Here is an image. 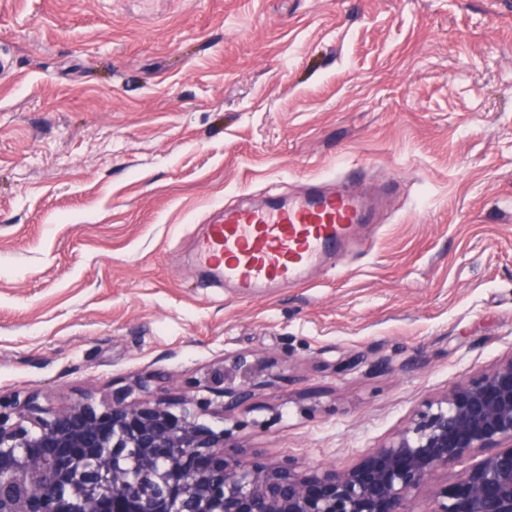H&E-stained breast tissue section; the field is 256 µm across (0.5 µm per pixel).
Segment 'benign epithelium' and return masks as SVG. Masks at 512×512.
<instances>
[{
  "mask_svg": "<svg viewBox=\"0 0 512 512\" xmlns=\"http://www.w3.org/2000/svg\"><path fill=\"white\" fill-rule=\"evenodd\" d=\"M276 365L226 356L188 384L207 395L176 401L143 398L139 376L58 410L0 394V512H412L414 490L476 449L487 454L430 512H512V357L428 403L354 467L313 474L228 452L236 410Z\"/></svg>",
  "mask_w": 512,
  "mask_h": 512,
  "instance_id": "1",
  "label": "benign epithelium"
}]
</instances>
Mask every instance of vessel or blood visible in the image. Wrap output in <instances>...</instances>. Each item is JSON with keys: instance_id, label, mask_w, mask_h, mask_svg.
Returning a JSON list of instances; mask_svg holds the SVG:
<instances>
[{"instance_id": "obj_1", "label": "vessel or blood", "mask_w": 512, "mask_h": 512, "mask_svg": "<svg viewBox=\"0 0 512 512\" xmlns=\"http://www.w3.org/2000/svg\"><path fill=\"white\" fill-rule=\"evenodd\" d=\"M375 210L350 177L316 180L299 196L224 208L198 242L197 255L239 297L254 298L268 288L301 284L312 269L335 261L358 229L373 222Z\"/></svg>"}]
</instances>
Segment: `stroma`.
<instances>
[{
    "mask_svg": "<svg viewBox=\"0 0 512 512\" xmlns=\"http://www.w3.org/2000/svg\"><path fill=\"white\" fill-rule=\"evenodd\" d=\"M351 167L385 207L308 283L198 265L218 208ZM238 353L278 362L240 453L306 470L512 356V0H0V393L176 396Z\"/></svg>",
    "mask_w": 512,
    "mask_h": 512,
    "instance_id": "obj_1",
    "label": "stroma"
}]
</instances>
